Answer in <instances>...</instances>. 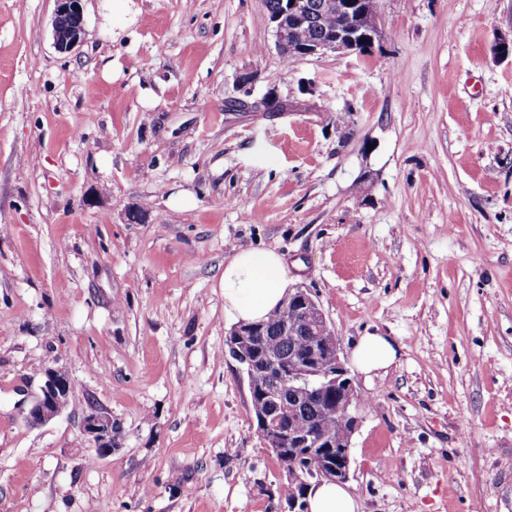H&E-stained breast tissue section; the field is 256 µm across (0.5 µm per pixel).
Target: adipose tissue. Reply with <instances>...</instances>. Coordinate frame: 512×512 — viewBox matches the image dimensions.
<instances>
[{"mask_svg": "<svg viewBox=\"0 0 512 512\" xmlns=\"http://www.w3.org/2000/svg\"><path fill=\"white\" fill-rule=\"evenodd\" d=\"M224 317L233 324L266 320L279 307L292 286L288 265L272 249H242L224 264ZM398 346L388 336L372 332L361 336L353 350L359 370L367 375L389 368ZM310 512H355L356 501L341 484H312L307 492Z\"/></svg>", "mask_w": 512, "mask_h": 512, "instance_id": "obj_1", "label": "adipose tissue"}]
</instances>
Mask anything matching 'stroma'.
Here are the masks:
<instances>
[{
  "instance_id": "stroma-1",
  "label": "stroma",
  "mask_w": 512,
  "mask_h": 512,
  "mask_svg": "<svg viewBox=\"0 0 512 512\" xmlns=\"http://www.w3.org/2000/svg\"><path fill=\"white\" fill-rule=\"evenodd\" d=\"M53 11L0 0V512H288L224 355L242 248L286 258L344 355L400 346L351 372L359 512H512V0H379L372 54L293 59L264 0H84L66 54ZM48 364L70 405L31 426ZM397 353L398 346L390 336L372 332L360 337L354 347L353 358L359 370L371 376L389 368ZM103 408L91 406L83 415V432L97 458H106L119 447L121 430Z\"/></svg>"
}]
</instances>
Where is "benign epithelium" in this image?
Instances as JSON below:
<instances>
[{"mask_svg": "<svg viewBox=\"0 0 512 512\" xmlns=\"http://www.w3.org/2000/svg\"><path fill=\"white\" fill-rule=\"evenodd\" d=\"M54 5L53 44L58 52L68 53L83 41L85 34L83 0H54ZM283 6L281 13L267 16V23L274 31L279 49L286 55L290 36L307 23L309 4L307 0H283ZM378 37L379 16L376 15L364 28L352 23L328 41L304 46L303 55H320L328 51L363 52L372 48ZM290 308L297 309L298 316L288 318ZM280 310L285 327L294 330L302 324L313 334H324V352L314 349L304 363L290 366L276 352L256 354L254 331L244 325H236L230 331L225 351L240 364L247 377L251 408L265 447L287 475L297 478L295 484L305 494L311 479L319 483L349 480L351 438L358 425L359 395L338 340L310 291L294 289ZM42 377L40 393L35 400L29 405L20 404L24 420L31 425L43 424L59 416L72 393V379L63 369L48 366L42 371ZM314 391L336 398L339 428L332 436L295 428L296 407L292 402ZM82 427L96 457H109L119 447L121 431L116 429L112 414L105 409L90 407L83 415ZM291 442L304 452L289 459L283 455V450ZM318 448L336 450L339 465L323 461L316 453Z\"/></svg>", "mask_w": 512, "mask_h": 512, "instance_id": "benign-epithelium-1", "label": "benign epithelium"}]
</instances>
